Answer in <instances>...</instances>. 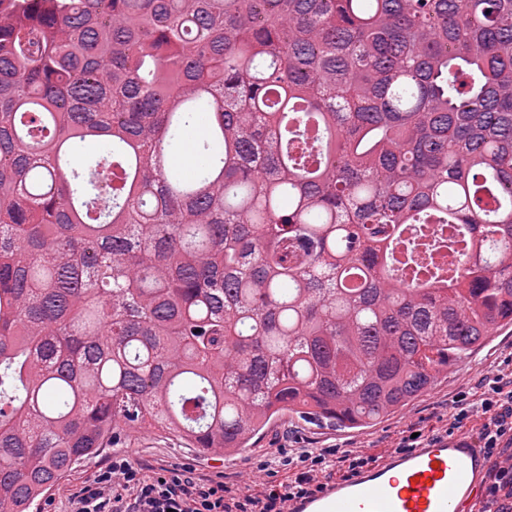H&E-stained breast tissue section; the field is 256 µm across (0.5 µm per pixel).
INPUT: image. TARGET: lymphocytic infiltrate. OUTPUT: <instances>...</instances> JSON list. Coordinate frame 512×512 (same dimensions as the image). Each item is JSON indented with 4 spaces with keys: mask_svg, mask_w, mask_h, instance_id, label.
Masks as SVG:
<instances>
[{
    "mask_svg": "<svg viewBox=\"0 0 512 512\" xmlns=\"http://www.w3.org/2000/svg\"><path fill=\"white\" fill-rule=\"evenodd\" d=\"M486 415L476 443L487 456L512 449V372L498 371L487 389L462 395L456 420ZM368 456L345 448H272L260 464L286 471V481L257 495L186 469L145 467L129 459L113 462L75 496L74 512H286L290 501L323 488L334 472L351 474L367 466Z\"/></svg>",
    "mask_w": 512,
    "mask_h": 512,
    "instance_id": "lymphocytic-infiltrate-1",
    "label": "lymphocytic infiltrate"
}]
</instances>
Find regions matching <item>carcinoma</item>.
<instances>
[{
	"mask_svg": "<svg viewBox=\"0 0 512 512\" xmlns=\"http://www.w3.org/2000/svg\"><path fill=\"white\" fill-rule=\"evenodd\" d=\"M508 325L512 0H0V512L128 428L362 427Z\"/></svg>",
	"mask_w": 512,
	"mask_h": 512,
	"instance_id": "cac0c4a2",
	"label": "carcinoma"
}]
</instances>
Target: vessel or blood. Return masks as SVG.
<instances>
[{"label": "vessel or blood", "mask_w": 512, "mask_h": 512, "mask_svg": "<svg viewBox=\"0 0 512 512\" xmlns=\"http://www.w3.org/2000/svg\"><path fill=\"white\" fill-rule=\"evenodd\" d=\"M488 475L472 438H430L290 502L289 512H469Z\"/></svg>", "instance_id": "vessel-or-blood-1"}]
</instances>
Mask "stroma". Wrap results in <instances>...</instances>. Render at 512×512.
Returning a JSON list of instances; mask_svg holds the SVG:
<instances>
[{"instance_id": "stroma-1", "label": "stroma", "mask_w": 512, "mask_h": 512, "mask_svg": "<svg viewBox=\"0 0 512 512\" xmlns=\"http://www.w3.org/2000/svg\"><path fill=\"white\" fill-rule=\"evenodd\" d=\"M512 367V329H502L469 356L440 373L433 386L405 407L383 420L363 428L347 429L305 422L284 414L257 435L252 448L233 457L200 453L184 447L175 438L148 430L123 437L120 447L106 448L90 457L57 486L42 495L33 512H72V499L94 475L111 466L113 460L128 457L149 466L190 467L197 474L223 477L230 485L260 493L265 485L285 481V472L269 474L260 468L264 448H348L376 458L395 449L412 432L430 436L446 430L453 421L450 407L454 395L470 391L486 376Z\"/></svg>"}]
</instances>
